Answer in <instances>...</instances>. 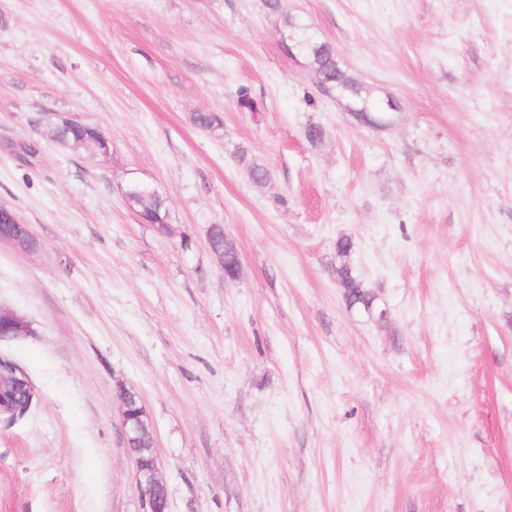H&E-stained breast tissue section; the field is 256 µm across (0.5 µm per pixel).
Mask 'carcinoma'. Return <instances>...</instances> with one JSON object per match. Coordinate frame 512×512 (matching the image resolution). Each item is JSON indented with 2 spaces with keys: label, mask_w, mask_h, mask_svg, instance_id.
Listing matches in <instances>:
<instances>
[{
  "label": "carcinoma",
  "mask_w": 512,
  "mask_h": 512,
  "mask_svg": "<svg viewBox=\"0 0 512 512\" xmlns=\"http://www.w3.org/2000/svg\"><path fill=\"white\" fill-rule=\"evenodd\" d=\"M290 22L294 24L295 40L287 43L285 51H289L306 61L310 78L314 80L316 85L327 91L335 92L338 97L356 101L361 111L354 113V117L361 124L373 127L388 125L389 115L373 112L375 103L364 94L363 87L342 69L334 47L317 39L304 23L296 19L292 21L286 18L283 19V33H288V23ZM235 103L236 107L242 112L259 111L258 102L246 87L238 89ZM191 122L206 130L221 126L220 118L211 112H194L191 115ZM98 134V128L74 121L69 127L52 134V138L59 137L65 141V147L73 151H80L91 149ZM237 160L245 168L253 185L261 187L268 182V170L249 158L246 151H239ZM125 192L133 199L131 206L135 207L138 212L153 217L158 232L166 233L169 231V226L163 223V217L168 215V208L165 198L159 191L142 183L132 182L126 186ZM209 238L213 243L223 248L224 277H233L241 273L238 252L230 240L224 239L223 226L220 224L212 225L209 230ZM352 249L353 243L350 239L340 238L336 241V260L338 261L336 272L345 288L347 306L364 311L375 301V296L358 279L350 266L349 256Z\"/></svg>",
  "instance_id": "carcinoma-1"
}]
</instances>
